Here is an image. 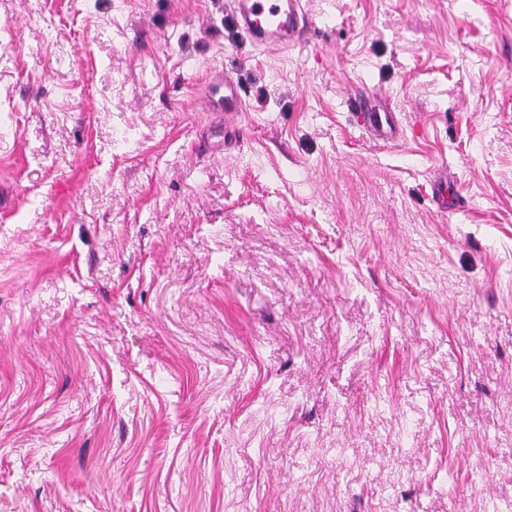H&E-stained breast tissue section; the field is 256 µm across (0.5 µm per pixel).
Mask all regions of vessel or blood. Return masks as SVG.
I'll return each mask as SVG.
<instances>
[{
  "instance_id": "b4317fda",
  "label": "vessel or blood",
  "mask_w": 512,
  "mask_h": 512,
  "mask_svg": "<svg viewBox=\"0 0 512 512\" xmlns=\"http://www.w3.org/2000/svg\"><path fill=\"white\" fill-rule=\"evenodd\" d=\"M231 3L237 23L254 47L285 48L308 38L302 0H231ZM207 101L211 111L218 115L243 109L238 84L230 75L219 71L209 82ZM350 106L361 129L383 133L384 121L375 106L358 98L353 99Z\"/></svg>"
}]
</instances>
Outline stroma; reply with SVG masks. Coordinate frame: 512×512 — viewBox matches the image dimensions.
I'll list each match as a JSON object with an SVG mask.
<instances>
[{"mask_svg": "<svg viewBox=\"0 0 512 512\" xmlns=\"http://www.w3.org/2000/svg\"><path fill=\"white\" fill-rule=\"evenodd\" d=\"M305 10L0 0V512H512V0ZM231 4L255 48H285L309 38L302 0H231ZM211 112H215L217 117V125L222 126V118L224 122L229 113L222 112H242L243 100L238 84L234 79L223 72H215L212 76L206 97ZM350 106L356 113L357 125L362 129L370 132H375L378 136H382L384 133V122L385 119L381 116V113L375 106L363 103L361 99L354 98L351 101Z\"/></svg>", "mask_w": 512, "mask_h": 512, "instance_id": "stroma-1", "label": "stroma"}]
</instances>
